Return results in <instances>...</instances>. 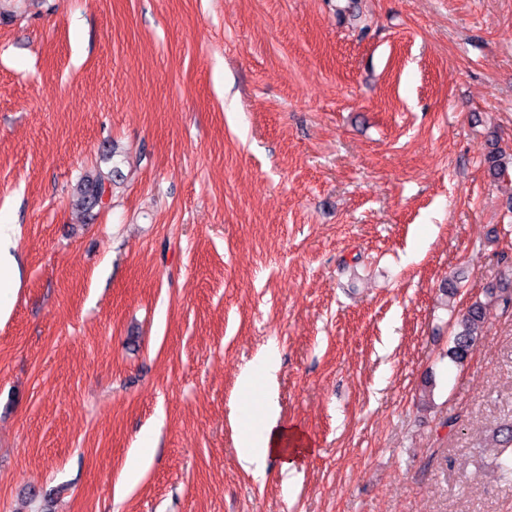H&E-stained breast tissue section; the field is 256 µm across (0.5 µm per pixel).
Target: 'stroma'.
Wrapping results in <instances>:
<instances>
[{"label":"stroma","instance_id":"obj_1","mask_svg":"<svg viewBox=\"0 0 512 512\" xmlns=\"http://www.w3.org/2000/svg\"><path fill=\"white\" fill-rule=\"evenodd\" d=\"M495 141L512 0H0V512H512V308L448 358L512 271ZM272 341L312 452L262 479ZM110 193V187L107 186L102 176H95L86 179L83 188H80L79 205L93 207L103 204L105 197ZM484 314V304L478 301L463 314L459 323L460 330L454 336V345L448 351L452 361L462 363L471 355L476 342L483 334ZM280 366V353L275 344L267 346L260 356L239 376L243 406L257 385L262 387L258 401L252 403L248 417L242 410L237 417L239 430L238 457L246 468L264 477L267 461L278 459L286 470L312 452V448L295 427L280 424L273 400V385Z\"/></svg>","mask_w":512,"mask_h":512}]
</instances>
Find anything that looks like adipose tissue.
I'll list each match as a JSON object with an SVG mask.
<instances>
[{
    "label": "adipose tissue",
    "instance_id": "obj_1",
    "mask_svg": "<svg viewBox=\"0 0 512 512\" xmlns=\"http://www.w3.org/2000/svg\"><path fill=\"white\" fill-rule=\"evenodd\" d=\"M279 366L280 353L272 344L239 376L243 396H250L257 387L262 390L259 400L252 403L248 416L237 419L238 457L245 467L253 469L259 476L265 475L270 459L280 460L282 468L287 469L311 452L297 428L281 424L277 419L273 385Z\"/></svg>",
    "mask_w": 512,
    "mask_h": 512
}]
</instances>
